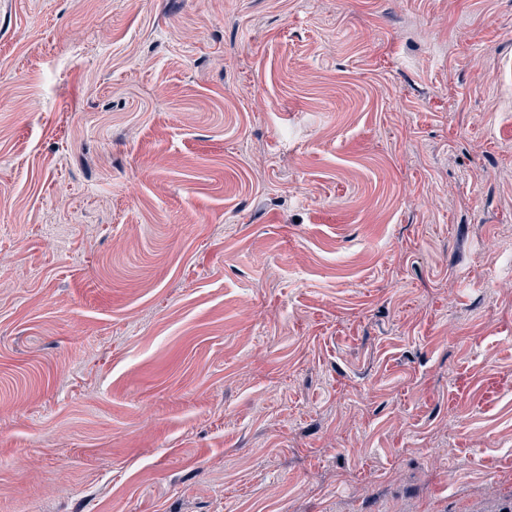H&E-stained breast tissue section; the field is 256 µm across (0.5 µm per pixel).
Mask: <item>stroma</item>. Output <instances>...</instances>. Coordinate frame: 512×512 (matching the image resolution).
I'll return each instance as SVG.
<instances>
[{
  "label": "stroma",
  "mask_w": 512,
  "mask_h": 512,
  "mask_svg": "<svg viewBox=\"0 0 512 512\" xmlns=\"http://www.w3.org/2000/svg\"><path fill=\"white\" fill-rule=\"evenodd\" d=\"M512 0H0V512L512 502Z\"/></svg>",
  "instance_id": "35a3bbf8"
}]
</instances>
